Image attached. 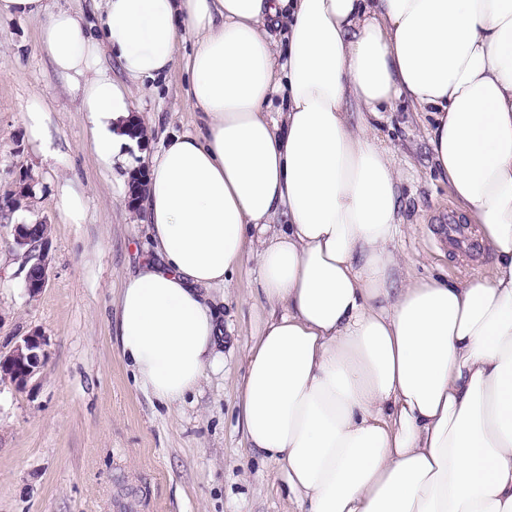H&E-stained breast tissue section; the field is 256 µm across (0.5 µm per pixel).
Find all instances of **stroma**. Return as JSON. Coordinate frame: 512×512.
I'll return each mask as SVG.
<instances>
[{
	"label": "stroma",
	"mask_w": 512,
	"mask_h": 512,
	"mask_svg": "<svg viewBox=\"0 0 512 512\" xmlns=\"http://www.w3.org/2000/svg\"><path fill=\"white\" fill-rule=\"evenodd\" d=\"M39 18L0 19V354L41 336L44 367L24 388L0 382V512H295L277 466L248 448L239 425L238 385L246 351L268 311L249 297L254 257L224 284L219 304L224 363L172 407L138 389L116 336V301L146 254L143 212L131 209L126 171L104 172L83 147L87 115L38 46ZM183 65L132 92V113L148 139L132 168L148 166L162 140L193 130ZM52 108L48 136L34 141L29 108ZM377 137L402 171L405 225L395 247L406 276L460 282L491 275L477 240H442L459 220L447 182L430 172L425 120L398 102ZM32 184L20 209L6 194ZM78 194L85 220L60 213L58 183ZM50 226L48 283L24 286L18 224Z\"/></svg>",
	"instance_id": "35a3bbf8"
}]
</instances>
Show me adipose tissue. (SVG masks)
Returning <instances> with one entry per match:
<instances>
[{
	"mask_svg": "<svg viewBox=\"0 0 512 512\" xmlns=\"http://www.w3.org/2000/svg\"><path fill=\"white\" fill-rule=\"evenodd\" d=\"M95 7L96 35L47 0H0V18H44L38 45L108 172L137 143L132 87L193 40L200 124L151 160V253L117 302L135 384L172 406L219 368L212 291L254 250L251 297L270 316L246 352L240 425L299 512H512V0ZM399 101L428 116L433 166L492 275L404 278L400 173L375 137Z\"/></svg>",
	"mask_w": 512,
	"mask_h": 512,
	"instance_id": "ef3b65f1",
	"label": "adipose tissue"
}]
</instances>
